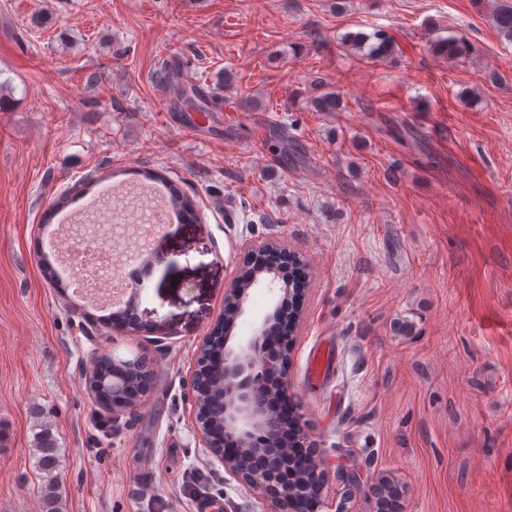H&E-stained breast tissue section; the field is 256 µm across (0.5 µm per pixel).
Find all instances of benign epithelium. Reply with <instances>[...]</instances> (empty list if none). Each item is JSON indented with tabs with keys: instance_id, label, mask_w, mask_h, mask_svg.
I'll return each mask as SVG.
<instances>
[{
	"instance_id": "obj_1",
	"label": "benign epithelium",
	"mask_w": 512,
	"mask_h": 512,
	"mask_svg": "<svg viewBox=\"0 0 512 512\" xmlns=\"http://www.w3.org/2000/svg\"><path fill=\"white\" fill-rule=\"evenodd\" d=\"M281 253L288 255L297 266L304 264L301 254L288 252L285 244L277 239L250 243L242 248L237 273L224 297V320L235 321L245 314L250 293L255 288H275L283 296L296 293L293 317L286 320L288 310L279 298L247 339L234 341L231 334L222 331V324H217L211 334L203 338L198 354L213 351L218 354L219 363L205 373L193 371L190 390L197 435L204 447L224 464V471L248 489L269 498L273 512H303L310 490L322 489L324 471L317 469L307 482L290 487L280 476L283 464H271L272 457L282 460L291 454V445L282 442L283 425L273 409L272 399L284 398L298 407L288 373L305 299V289L288 288L281 268L269 260L270 256ZM146 362L141 354L127 360L126 368L137 366L139 370L133 374L124 372L117 379L112 388V413L134 407L146 394L149 384ZM202 391L211 393L221 405L224 440L256 449L249 469H242L239 453L215 451L210 428L199 421Z\"/></svg>"
}]
</instances>
